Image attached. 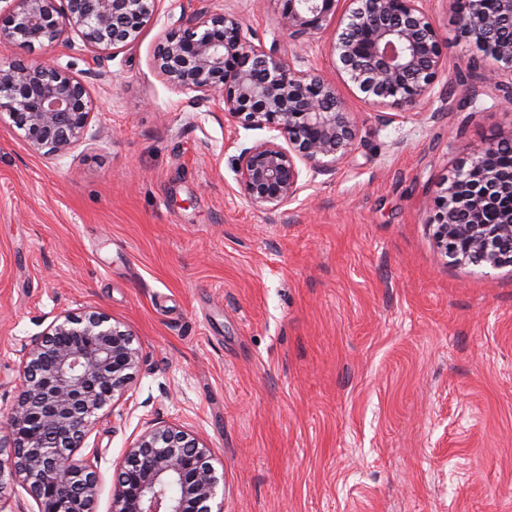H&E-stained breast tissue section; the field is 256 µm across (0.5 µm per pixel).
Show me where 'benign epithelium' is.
I'll return each instance as SVG.
<instances>
[{"label":"benign epithelium","instance_id":"benign-epithelium-1","mask_svg":"<svg viewBox=\"0 0 512 512\" xmlns=\"http://www.w3.org/2000/svg\"><path fill=\"white\" fill-rule=\"evenodd\" d=\"M0 47L47 49L72 35L97 65L135 46L157 21L162 0H6ZM277 23L295 38L335 27L333 65L350 89L395 112L420 108L445 66L447 38L422 0H274ZM153 55L171 87L216 100L246 130L274 135L241 150L240 194L277 211L302 188L303 171L325 174L354 152L358 126L336 83L299 70L274 48L248 38L231 12L198 9ZM455 33L495 61L486 85L512 104V0H468ZM93 105L85 82L58 65L14 60L0 68V119L7 117L36 153L58 158L89 137ZM512 131L473 145L441 185L428 221L453 264L512 266V165L490 163ZM140 364L132 335L97 311L64 313L25 348L17 399L0 433L9 477L38 512H94L97 465L75 458L99 412L124 395ZM211 449L189 433L159 426L129 448L112 489V512H224L215 504L224 474ZM217 510H212V505Z\"/></svg>","mask_w":512,"mask_h":512}]
</instances>
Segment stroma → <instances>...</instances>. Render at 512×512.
<instances>
[{"label":"stroma","instance_id":"stroma-1","mask_svg":"<svg viewBox=\"0 0 512 512\" xmlns=\"http://www.w3.org/2000/svg\"><path fill=\"white\" fill-rule=\"evenodd\" d=\"M202 6L339 79L331 31L292 39L274 0H163L100 68L79 41L27 52L85 80L100 137L48 159L0 121V420L31 340L96 310L140 351L86 440L96 512L164 424L211 448L224 512H512V266L449 263L427 223L469 147L512 131V106L481 82L492 60L456 37L448 0H424L448 42L423 112L346 93L356 150L269 212L235 180L267 130L194 105L151 65Z\"/></svg>","mask_w":512,"mask_h":512}]
</instances>
